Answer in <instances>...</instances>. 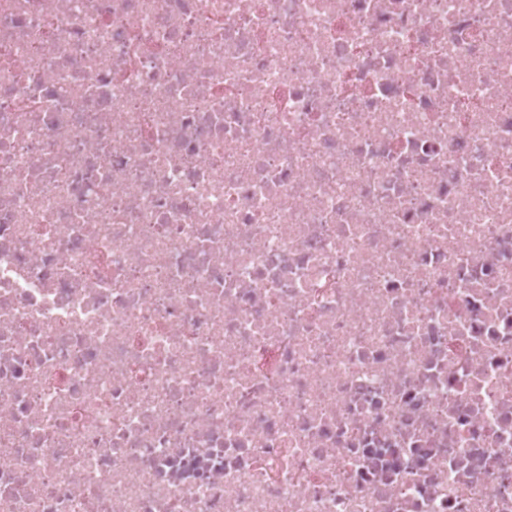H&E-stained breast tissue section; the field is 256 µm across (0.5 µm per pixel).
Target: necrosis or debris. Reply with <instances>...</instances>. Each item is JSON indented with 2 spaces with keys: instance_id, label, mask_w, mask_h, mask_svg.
<instances>
[{
  "instance_id": "obj_1",
  "label": "necrosis or debris",
  "mask_w": 512,
  "mask_h": 512,
  "mask_svg": "<svg viewBox=\"0 0 512 512\" xmlns=\"http://www.w3.org/2000/svg\"><path fill=\"white\" fill-rule=\"evenodd\" d=\"M0 512H512V0H0Z\"/></svg>"
}]
</instances>
